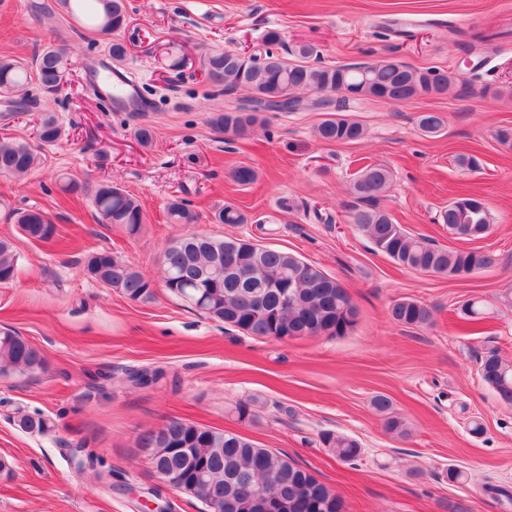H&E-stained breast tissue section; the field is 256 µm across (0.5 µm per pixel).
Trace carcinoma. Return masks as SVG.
I'll return each mask as SVG.
<instances>
[{
  "label": "carcinoma",
  "instance_id": "1",
  "mask_svg": "<svg viewBox=\"0 0 512 512\" xmlns=\"http://www.w3.org/2000/svg\"><path fill=\"white\" fill-rule=\"evenodd\" d=\"M58 6L85 27L103 35L127 24L126 0H59ZM282 33L269 29L262 36L263 49L249 55L235 50L208 49L203 54L206 82L217 93L240 94L236 105L215 112L210 124L219 133L241 135L264 125L262 112H288L326 108L316 127L317 137L327 143H351L365 137L363 124L348 112L354 101L405 102L448 93L459 77L453 72L418 68L395 58L347 65H318L309 62L314 48L300 43L285 55ZM68 66L63 48L48 46L31 61L0 58V97L29 106L35 99L28 86L36 83L46 96L57 94ZM314 93L308 100L304 93ZM419 128L428 134L439 132L444 117L437 112L418 116ZM62 126L53 112L41 113L36 143L14 137H0V174L21 176L37 164L38 152L55 144ZM240 185L256 181L257 172L241 165L230 172ZM391 172L385 166L362 167L352 179L349 223L366 235L375 251L396 265L416 271L465 277L491 265L494 258L477 249L449 250L423 236L407 232L392 222L378 202L387 192ZM93 204L102 224H116L130 235L144 224L142 204L122 188L97 184ZM10 215L29 239L46 242L56 234L55 225L38 209H12ZM172 224H193L197 214L183 200L167 207ZM441 223L464 241L483 238L490 228L485 205L472 197L452 200L440 213ZM216 224H245L248 217L227 204L213 215ZM251 240L217 238L186 231L172 239L160 255L162 287L189 308L209 319L222 322L259 339L282 340L300 337L348 335L357 322V308L345 287L317 266L287 251L263 246L245 253L241 248ZM18 254L11 240L0 238V283L15 277ZM85 274L93 281L122 294L131 301H146L154 295L153 281L109 250L88 254ZM391 319L404 326L429 321V310L414 300L403 299L389 308ZM13 370L36 374L46 370L42 353L14 330L0 331V373ZM482 380L505 402L512 403V365L503 362L497 350L478 358ZM383 417L386 431L406 434L405 422L393 412L384 394L371 400ZM322 444L336 456L351 460L360 454L357 440L324 432ZM175 441L185 445L172 451ZM138 446L152 449L150 461L155 474H164L172 486L185 476L194 478L186 495L198 500L205 512H255L257 496L285 506L286 512H341V502L325 484L308 470L232 431L204 427L171 418L157 429L140 434Z\"/></svg>",
  "mask_w": 512,
  "mask_h": 512
}]
</instances>
